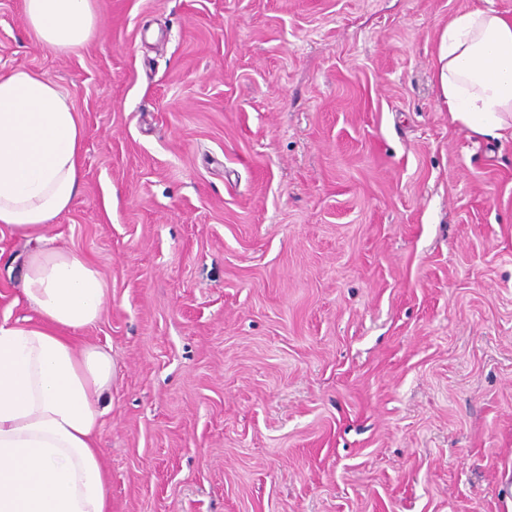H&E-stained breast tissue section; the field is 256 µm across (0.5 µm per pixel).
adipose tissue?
<instances>
[{
  "instance_id": "1",
  "label": "adipose tissue",
  "mask_w": 512,
  "mask_h": 512,
  "mask_svg": "<svg viewBox=\"0 0 512 512\" xmlns=\"http://www.w3.org/2000/svg\"><path fill=\"white\" fill-rule=\"evenodd\" d=\"M23 8L56 52L83 47L98 29L92 0H23ZM436 76L450 125L512 138V16L488 6L450 18ZM84 140L51 78L25 67L0 73V230L38 244L23 275L38 320L0 322V512H110L96 434L112 357L73 338L100 320L108 292L88 260L44 234L76 200Z\"/></svg>"
}]
</instances>
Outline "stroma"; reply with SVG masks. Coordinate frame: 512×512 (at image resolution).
Wrapping results in <instances>:
<instances>
[{"label": "stroma", "instance_id": "stroma-1", "mask_svg": "<svg viewBox=\"0 0 512 512\" xmlns=\"http://www.w3.org/2000/svg\"><path fill=\"white\" fill-rule=\"evenodd\" d=\"M512 0H93L0 72L85 129L45 230L105 281L111 512H512V141L449 125L435 56ZM0 234V321L35 319Z\"/></svg>", "mask_w": 512, "mask_h": 512}]
</instances>
